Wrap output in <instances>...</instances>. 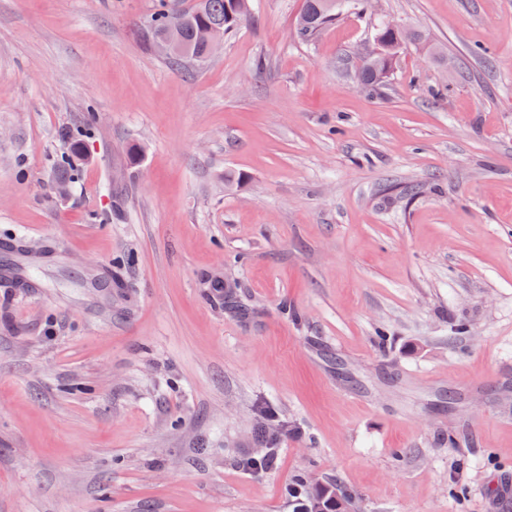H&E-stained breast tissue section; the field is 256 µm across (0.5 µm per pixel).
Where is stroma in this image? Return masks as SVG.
Listing matches in <instances>:
<instances>
[{
    "instance_id": "35a3bbf8",
    "label": "stroma",
    "mask_w": 512,
    "mask_h": 512,
    "mask_svg": "<svg viewBox=\"0 0 512 512\" xmlns=\"http://www.w3.org/2000/svg\"><path fill=\"white\" fill-rule=\"evenodd\" d=\"M252 5L187 71L138 37L152 0H0V512H288L299 473L512 512V0L309 43L302 0ZM380 19L429 42L372 95ZM261 403L288 431L248 474ZM60 137L65 139L68 143V148L70 151V155H68L67 164L68 169L65 165L57 168L56 171V182L58 188L64 186L65 184L71 182V174H68V170H73L75 161H84L86 160V156L83 150V143L81 140L74 139L70 132L66 129L61 130Z\"/></svg>"
}]
</instances>
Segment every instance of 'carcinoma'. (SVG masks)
<instances>
[{
    "label": "carcinoma",
    "mask_w": 512,
    "mask_h": 512,
    "mask_svg": "<svg viewBox=\"0 0 512 512\" xmlns=\"http://www.w3.org/2000/svg\"><path fill=\"white\" fill-rule=\"evenodd\" d=\"M249 7V0H194L189 7L183 6L182 0H156L153 11L139 28L140 40L149 47L161 38L172 37L190 53L201 55L203 49L199 44V31L216 28L227 35L248 19ZM367 7L368 0H304L297 20L296 37L300 41H310L334 24L343 10L360 13ZM426 40V35L420 31H407L385 22L379 23L374 34L378 52L363 59L358 73L362 87L369 92L381 89L385 79L393 72L402 48L411 41ZM60 137L68 143L70 155L67 165L57 168L56 182L59 187L71 182L69 171L73 170L74 163L86 160L80 140L73 138L66 129L61 130ZM224 309L244 316L248 305L233 289L226 288ZM282 430L283 425L272 426L267 419L256 422L253 434L263 451L241 460L239 466L249 472L275 469ZM292 493L289 500L292 512H359L356 494L336 480L311 485L307 477L300 474L294 480Z\"/></svg>",
    "instance_id": "obj_1"
}]
</instances>
